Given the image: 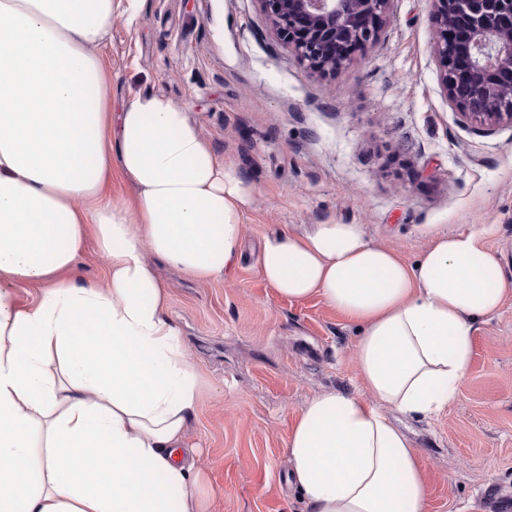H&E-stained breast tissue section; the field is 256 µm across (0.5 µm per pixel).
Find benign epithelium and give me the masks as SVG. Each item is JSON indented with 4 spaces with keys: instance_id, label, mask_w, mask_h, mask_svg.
Here are the masks:
<instances>
[{
    "instance_id": "7a95c632",
    "label": "benign epithelium",
    "mask_w": 512,
    "mask_h": 512,
    "mask_svg": "<svg viewBox=\"0 0 512 512\" xmlns=\"http://www.w3.org/2000/svg\"><path fill=\"white\" fill-rule=\"evenodd\" d=\"M274 34L309 69L336 75L351 57L336 43L376 42L392 0H258ZM434 53L454 112L465 123L512 127V0H432Z\"/></svg>"
}]
</instances>
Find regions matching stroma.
Instances as JSON below:
<instances>
[{
  "label": "stroma",
  "mask_w": 512,
  "mask_h": 512,
  "mask_svg": "<svg viewBox=\"0 0 512 512\" xmlns=\"http://www.w3.org/2000/svg\"><path fill=\"white\" fill-rule=\"evenodd\" d=\"M433 12L392 0L379 40L328 80L272 34L257 0H140L98 47L113 111L138 92L169 97L255 191L228 279L160 269L204 382L185 446L206 512H304L286 482L290 423L317 391L361 389L355 327L319 299L277 296L258 273L264 236L363 224L412 261L426 231L482 228L512 281V128L460 122ZM394 421L421 456L428 512H495L512 495V297L475 331L457 400Z\"/></svg>",
  "instance_id": "35a3bbf8"
}]
</instances>
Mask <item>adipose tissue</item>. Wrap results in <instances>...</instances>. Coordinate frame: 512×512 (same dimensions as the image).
Returning <instances> with one entry per match:
<instances>
[{"mask_svg": "<svg viewBox=\"0 0 512 512\" xmlns=\"http://www.w3.org/2000/svg\"><path fill=\"white\" fill-rule=\"evenodd\" d=\"M137 4L0 0V512H204L183 446L200 376L158 266L229 277L254 190L169 98L113 111L96 48ZM90 243L102 285L73 275ZM259 272L358 330L362 392L314 394L288 431L307 512H427L420 456L388 414L456 400L477 322L512 297L498 253L479 232L431 233L410 262L331 222L265 237Z\"/></svg>", "mask_w": 512, "mask_h": 512, "instance_id": "ef3b65f1", "label": "adipose tissue"}]
</instances>
